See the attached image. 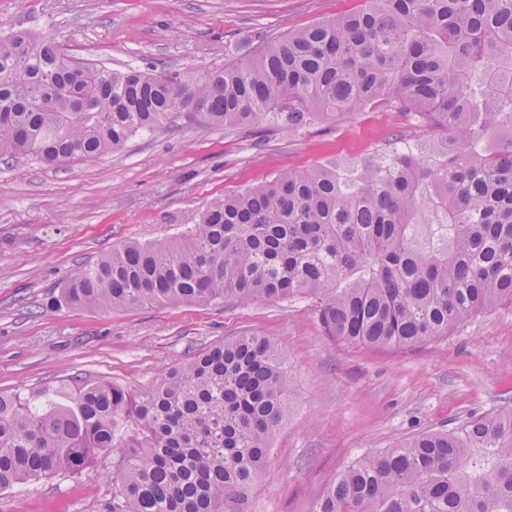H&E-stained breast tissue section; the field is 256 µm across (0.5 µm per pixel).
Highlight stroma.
Segmentation results:
<instances>
[{"label":"stroma","mask_w":512,"mask_h":512,"mask_svg":"<svg viewBox=\"0 0 512 512\" xmlns=\"http://www.w3.org/2000/svg\"><path fill=\"white\" fill-rule=\"evenodd\" d=\"M361 0H0V28L65 44L115 70L197 74L248 58L283 35L359 8ZM412 116L369 109L298 132L197 123L134 136L119 151L48 166L0 161V391L71 376L139 391L193 351L227 336L277 339L288 359V419L250 493L251 512H314L324 489L375 448L449 429L512 403V308L474 316L413 350L355 347L325 336L314 305L295 302L50 309L79 268L124 241L170 242L211 202L276 174L358 159ZM116 453L74 475L0 494V512H101Z\"/></svg>","instance_id":"stroma-1"}]
</instances>
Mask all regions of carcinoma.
Segmentation results:
<instances>
[{
	"label": "carcinoma",
	"instance_id": "obj_1",
	"mask_svg": "<svg viewBox=\"0 0 512 512\" xmlns=\"http://www.w3.org/2000/svg\"><path fill=\"white\" fill-rule=\"evenodd\" d=\"M380 107L433 133L211 203L173 243L127 241L57 308L310 300L326 336L414 349L512 307V0H362L203 75L110 70L0 38V159H93L179 120L292 131ZM278 340L227 336L129 391L74 376L0 392V492L120 449L102 512H249L288 415ZM315 512H512V405L369 452Z\"/></svg>",
	"mask_w": 512,
	"mask_h": 512
}]
</instances>
